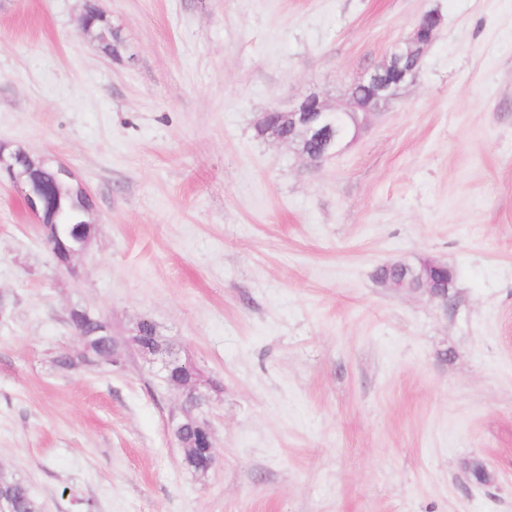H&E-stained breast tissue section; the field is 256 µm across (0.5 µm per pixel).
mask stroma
<instances>
[{
	"mask_svg": "<svg viewBox=\"0 0 512 512\" xmlns=\"http://www.w3.org/2000/svg\"><path fill=\"white\" fill-rule=\"evenodd\" d=\"M428 12L416 82L342 153L258 136L340 106ZM1 142L93 201L73 275L0 184V474L43 512H512V0H0ZM421 257L448 310L377 283ZM76 306L152 321L212 384L211 469L138 352L55 367ZM192 417V413L189 410H185L181 418L173 419L171 428L174 437L178 441V444L182 448V442L179 438L183 435V432L187 427H192L194 423L191 422H183V419H190ZM198 425L199 429L202 431L201 444L200 446H193L192 448H182L183 450V463L184 465L192 469L195 472L205 473L211 467H209V457L204 453L205 448H210L213 451V442H212V434L210 428L202 427V423H195Z\"/></svg>",
	"mask_w": 512,
	"mask_h": 512,
	"instance_id": "obj_1",
	"label": "stroma"
}]
</instances>
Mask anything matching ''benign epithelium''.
<instances>
[{"label":"benign epithelium","mask_w":512,"mask_h":512,"mask_svg":"<svg viewBox=\"0 0 512 512\" xmlns=\"http://www.w3.org/2000/svg\"><path fill=\"white\" fill-rule=\"evenodd\" d=\"M439 23L440 19L435 14L424 15L409 36L393 46L380 65L349 86V107L343 110V114L354 119L356 128L363 127L373 110L396 100L401 89L417 79L422 56L432 42ZM274 118L279 124H288V128L298 132L305 142L319 148L315 155L302 154L303 158L314 165H323L348 145L350 131L343 124L340 113L332 110L314 93L303 97L286 111L273 109L265 113L260 124L269 127ZM45 167L53 168L60 176L74 179L70 169L50 157L36 160L21 147L13 149L0 144V175H5L21 193L28 211L37 220L45 237L56 242L60 264L74 273L76 268L73 260L85 251L92 233L80 228L71 235L69 243L61 242L56 224L47 220L56 195L55 184L42 175ZM385 267L394 269L396 274L378 278L377 282L382 286L392 291L409 289L423 293L443 311H448L452 300V281L441 280L437 276V272L441 270H450L447 264L428 258L420 260L416 265L393 261L385 264ZM146 356L165 375L178 368L184 370L189 379L194 381L197 378L196 367L175 353L155 349L146 352Z\"/></svg>","instance_id":"benign-epithelium-1"}]
</instances>
